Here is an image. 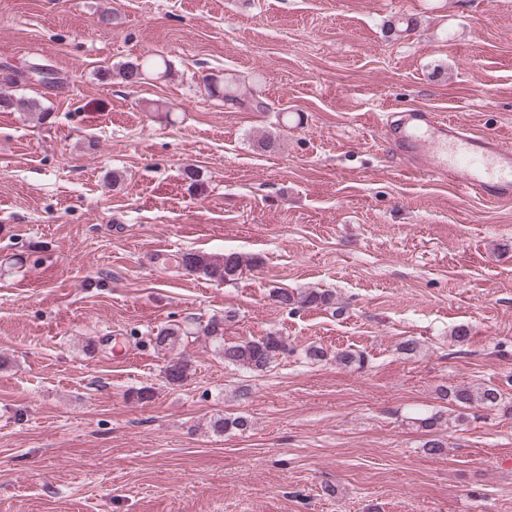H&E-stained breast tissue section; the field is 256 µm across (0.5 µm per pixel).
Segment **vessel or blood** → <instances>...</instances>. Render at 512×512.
Masks as SVG:
<instances>
[{"instance_id": "vessel-or-blood-1", "label": "vessel or blood", "mask_w": 512, "mask_h": 512, "mask_svg": "<svg viewBox=\"0 0 512 512\" xmlns=\"http://www.w3.org/2000/svg\"><path fill=\"white\" fill-rule=\"evenodd\" d=\"M390 147L416 168L447 179L464 195L494 203L512 200V147L433 112H401L387 131Z\"/></svg>"}]
</instances>
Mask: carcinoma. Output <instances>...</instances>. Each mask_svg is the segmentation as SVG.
Segmentation results:
<instances>
[{
	"instance_id": "obj_1",
	"label": "carcinoma",
	"mask_w": 512,
	"mask_h": 512,
	"mask_svg": "<svg viewBox=\"0 0 512 512\" xmlns=\"http://www.w3.org/2000/svg\"><path fill=\"white\" fill-rule=\"evenodd\" d=\"M43 63L35 61L22 69L11 66H4L0 73V84L12 87L18 83H24V74L28 71H40ZM170 69V62L162 55L153 56L141 61H127L118 67L117 75L121 81L128 85L135 83L136 73L154 72L165 74ZM208 93L221 99L235 98L236 79L234 77L211 78L206 83ZM23 112L27 115H34L37 120L43 121L49 113L40 107L38 101L32 98L16 96L12 93L0 92V111ZM247 260L240 254L231 252L221 257H213L203 252H188L180 257L179 266L184 270L202 274L205 277L222 283L232 282L242 272ZM277 303L283 308L295 310L302 306H320L335 308V296L328 291L309 289L305 291H288L279 288L275 291ZM236 318V312L227 310L224 318L213 319L205 326V334L219 341L220 353L224 356V363L229 366L239 367L251 372H262L270 367L273 360L280 354L288 351L285 340L275 334H268L252 340L238 343H227L224 341V324ZM179 329L167 327L160 329L150 342L155 346L172 350L178 341ZM188 363L179 358H172L166 365L163 374L164 380L169 385H178L187 378ZM445 396L449 397L455 405L470 408L479 406L483 409L494 410L503 404V397L498 388L492 385L456 386L448 389Z\"/></svg>"
}]
</instances>
